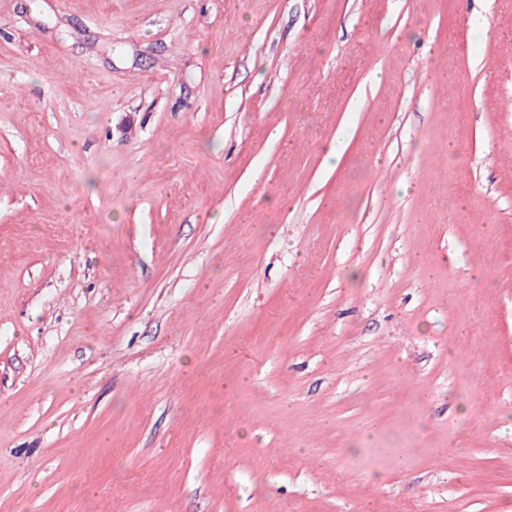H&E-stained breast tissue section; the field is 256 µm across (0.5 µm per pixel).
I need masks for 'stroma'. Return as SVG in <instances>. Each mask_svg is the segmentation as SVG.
Returning a JSON list of instances; mask_svg holds the SVG:
<instances>
[{
    "mask_svg": "<svg viewBox=\"0 0 512 512\" xmlns=\"http://www.w3.org/2000/svg\"><path fill=\"white\" fill-rule=\"evenodd\" d=\"M0 512H512V0H0Z\"/></svg>",
    "mask_w": 512,
    "mask_h": 512,
    "instance_id": "1",
    "label": "stroma"
}]
</instances>
